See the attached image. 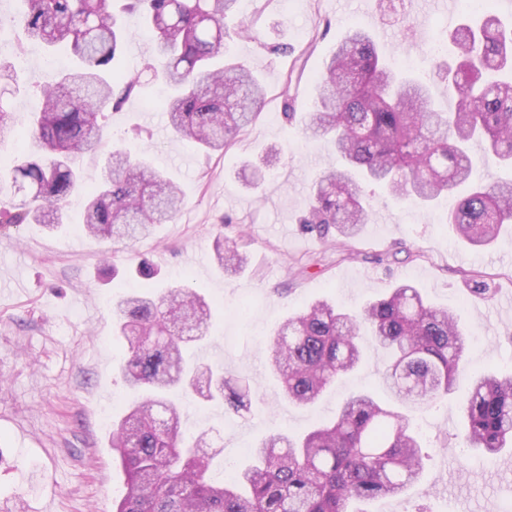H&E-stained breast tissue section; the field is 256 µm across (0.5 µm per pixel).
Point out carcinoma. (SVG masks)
I'll return each mask as SVG.
<instances>
[{
  "mask_svg": "<svg viewBox=\"0 0 512 512\" xmlns=\"http://www.w3.org/2000/svg\"><path fill=\"white\" fill-rule=\"evenodd\" d=\"M238 0H22L16 19L26 40L64 46L74 65L42 87L29 135L42 155L17 153L0 176V229L67 220L68 198L83 188L78 160L101 143L104 109L134 94L139 79L115 71L130 33L121 15H142L152 38L149 69L173 90L165 103L175 134L206 152L225 151L256 118L264 92L228 53L231 36L256 39L253 23L234 30L224 19ZM453 61L437 66L454 102L433 108L427 85L388 67L360 27L346 31L315 79L306 123L314 139L336 148V163L312 183L299 223L308 233L345 241L368 223L360 181L396 199L428 207L445 198L444 223L472 246H488L512 223V179L479 178L470 155L479 143L512 168V26L495 12L448 35ZM16 116L0 102V146L16 137ZM83 231L133 244L180 210V190L144 156L110 154L101 180L86 189ZM21 203L15 204V197ZM226 273L246 264L238 241L217 240ZM113 315L128 347L119 371L132 399L112 426L126 490L115 512H352L354 502L404 495L424 469L421 438L407 411L431 407L454 392L467 337L458 316L400 284L356 312L316 300L288 316L271 337L268 364L282 394L298 406L319 401L340 377L358 370L369 341L386 358L384 382L403 409L368 391L348 396L335 418L293 437L278 433L253 449V462L221 483L209 477L213 454L204 436L185 439L183 410L170 397L207 379L205 400L234 412L248 394L224 377L221 364L200 365L188 345L206 338L213 312L186 286L153 297L133 292ZM462 403L463 445L493 459L512 447V374L474 370Z\"/></svg>",
  "mask_w": 512,
  "mask_h": 512,
  "instance_id": "carcinoma-1",
  "label": "carcinoma"
}]
</instances>
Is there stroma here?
Here are the masks:
<instances>
[{
	"mask_svg": "<svg viewBox=\"0 0 512 512\" xmlns=\"http://www.w3.org/2000/svg\"><path fill=\"white\" fill-rule=\"evenodd\" d=\"M240 18L254 23L258 37L233 39L231 55L260 77L266 95L231 148L208 155L176 136L158 106L167 87L147 70L145 58L123 50L117 67L139 76L142 90L109 110L102 149L80 160L90 187L108 150L147 153L184 194L170 223L130 247L101 242L82 231L85 199L75 193L64 230L23 224L0 233V512H112L124 479L109 435L126 397L118 369L125 343L115 334L113 305L126 292L185 285L212 305V341L195 356L223 363L227 377L248 382L253 399L250 412L237 414L191 394L182 398L188 434L212 437L211 474L218 480L226 463H249L251 449L269 434L316 425L350 391L382 392L383 365L370 350L364 367L316 405L282 398L266 349L282 321L314 300L354 309L412 284L433 304L460 311L468 368L512 372V311L500 308L501 299L512 296V231L474 249L444 224L445 202L420 209L372 186L370 220L353 241L357 257L299 224L313 179L333 158L330 143L308 138L299 117L311 107L314 76L337 39L362 27L388 60L418 58L415 73L429 79L435 107L446 110L453 103L433 77L429 51L447 38L445 19L421 13L415 0H250L227 26ZM268 42L292 52L270 53ZM66 58L27 45L8 97L18 120L36 108L41 85ZM290 109L296 121L287 120ZM273 147L280 156L265 182L246 185L247 162ZM221 235L247 243L248 264L239 274H224L214 259ZM144 260L158 269L156 278L136 276ZM475 272L488 298L471 297ZM467 390L459 381L446 401L413 412L423 436L424 482L405 496L371 502V512H505L512 505V451L490 463L457 439Z\"/></svg>",
	"mask_w": 512,
	"mask_h": 512,
	"instance_id": "1",
	"label": "stroma"
}]
</instances>
